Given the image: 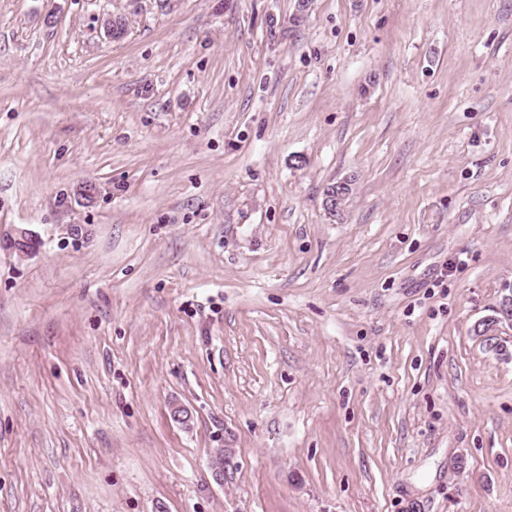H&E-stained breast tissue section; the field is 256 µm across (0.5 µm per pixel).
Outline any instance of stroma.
<instances>
[{
	"label": "stroma",
	"instance_id": "obj_1",
	"mask_svg": "<svg viewBox=\"0 0 512 512\" xmlns=\"http://www.w3.org/2000/svg\"><path fill=\"white\" fill-rule=\"evenodd\" d=\"M15 227L0 512H512V0H0ZM36 240V236L28 229L14 228L9 235H6V239L4 237L0 239V247L11 250L18 256L23 257L36 250L34 247Z\"/></svg>",
	"mask_w": 512,
	"mask_h": 512
}]
</instances>
